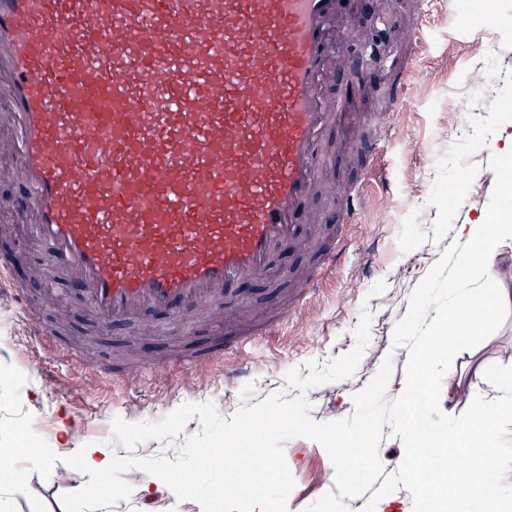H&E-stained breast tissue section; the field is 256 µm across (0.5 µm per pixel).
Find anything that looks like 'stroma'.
Masks as SVG:
<instances>
[{
	"instance_id": "stroma-1",
	"label": "stroma",
	"mask_w": 512,
	"mask_h": 512,
	"mask_svg": "<svg viewBox=\"0 0 512 512\" xmlns=\"http://www.w3.org/2000/svg\"><path fill=\"white\" fill-rule=\"evenodd\" d=\"M418 0L405 9L376 0L374 8L399 26H418ZM465 26H458V19ZM425 51L413 56L407 107L375 132L373 165L383 181L367 184L358 215L335 267L325 273L319 296L297 298L301 280L324 237L323 225H334L336 184L358 181L364 165L343 138L326 130L319 149L329 162L320 168L312 199L299 219L295 242L274 250L272 271L262 279L246 278L229 292L221 317L206 319L193 331L169 314L155 315L153 325L132 320L100 334L83 300L80 285L48 263L43 245L27 220L28 197L5 156L7 124H0V225L12 233V272L23 286L31 310L44 322H56L54 347L32 340L18 307L0 300V389L33 378L38 394L26 401L0 398V431L14 442L36 433L57 457L54 467L29 469L26 495L14 499L12 512H85L99 494L96 483L70 466V445L62 430L70 428L78 443L111 449L122 464L112 474L113 487L124 495L112 512H188L172 508L167 492L147 500L134 494L142 474L139 458L176 459L186 438L201 429L191 419L171 440L142 442L126 449L112 442L114 419L135 423L157 421L187 403L212 404L223 418L274 394L292 399L302 393L286 374L308 376L309 363L326 365L356 346L354 331L362 314L371 317L369 342L355 372L303 393L309 415L318 423L350 418L354 396L391 363L392 380L408 368L419 338L435 333L434 317H447L448 256L458 250L455 227L474 217L499 194V161L490 143L501 109L512 104V54L494 56L501 43L512 42V6L505 13H486L481 0H438L427 21ZM483 62L487 77L500 82L498 95L473 100V74L468 60ZM500 306L489 325L460 348L453 367L435 372L438 402L420 417L422 427L439 434L449 415L466 416L474 397L492 398L497 375H512V248L496 258ZM243 337L234 362L251 372L235 385L226 384L224 364H215L206 386L190 382L192 367L162 371L163 362L183 350L207 345L214 334ZM121 355L130 369L112 377L94 362ZM294 480L287 503L291 512L305 508L335 488V469L325 448L306 437L283 444ZM405 448L391 426H383L378 457L381 476L363 495L345 499L347 512H365L369 503L387 495L405 499L412 512L421 504L417 489L402 475Z\"/></svg>"
}]
</instances>
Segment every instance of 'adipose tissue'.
<instances>
[{"label":"adipose tissue","mask_w":512,"mask_h":512,"mask_svg":"<svg viewBox=\"0 0 512 512\" xmlns=\"http://www.w3.org/2000/svg\"><path fill=\"white\" fill-rule=\"evenodd\" d=\"M493 150L502 162L499 178L505 191L474 219L459 225L458 236L464 247L453 260L454 275L449 286L454 297L448 318L437 323L436 338L441 344L433 353L429 350L431 340H421L415 347L407 374L396 389L400 431L408 445L401 471L408 480L426 483L432 489L439 482V470L430 464L435 453L424 445L417 422L423 409L436 398L432 371L439 364L452 362L455 346L494 315L500 296L495 289L491 264L503 248L512 245V225L503 221L507 208L512 207V128L504 126L495 131ZM506 415L512 416V378L498 384L494 401L478 398L468 416H449L447 430L450 459L463 462L477 454L487 460L482 468L462 469L464 500L483 498L491 492L504 510L512 505V430L502 425ZM71 459L82 474L95 478L103 488L102 494L92 500L90 512H109L117 459L111 451L83 445L72 449ZM159 467L155 459L143 462V478L135 488L137 495L152 496L162 486L169 494L185 498L196 512H208L207 487L186 494L181 471L173 469L167 470L164 484H157L155 473Z\"/></svg>","instance_id":"1"}]
</instances>
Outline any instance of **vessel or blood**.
Listing matches in <instances>:
<instances>
[{
  "instance_id": "obj_1",
  "label": "vessel or blood",
  "mask_w": 512,
  "mask_h": 512,
  "mask_svg": "<svg viewBox=\"0 0 512 512\" xmlns=\"http://www.w3.org/2000/svg\"><path fill=\"white\" fill-rule=\"evenodd\" d=\"M336 0H0V109L50 262L103 327L218 311L292 240L327 98ZM363 192L343 193L352 223ZM0 257V291L26 295ZM214 337L190 364L236 351Z\"/></svg>"
}]
</instances>
